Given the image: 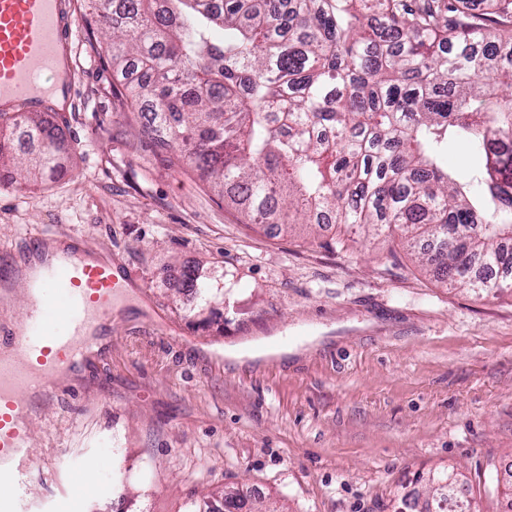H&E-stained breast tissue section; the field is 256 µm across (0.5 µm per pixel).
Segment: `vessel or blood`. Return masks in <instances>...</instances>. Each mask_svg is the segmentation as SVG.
Returning <instances> with one entry per match:
<instances>
[{
  "instance_id": "1",
  "label": "vessel or blood",
  "mask_w": 512,
  "mask_h": 512,
  "mask_svg": "<svg viewBox=\"0 0 512 512\" xmlns=\"http://www.w3.org/2000/svg\"><path fill=\"white\" fill-rule=\"evenodd\" d=\"M63 0H0V107L32 112L55 93L70 94L74 66L59 70L71 33L61 24ZM26 306L8 329L12 363L0 360V467L19 474L27 463L34 396L54 399L57 379L102 347L93 324L111 320L123 291L111 262L90 261L75 248L57 262L32 267Z\"/></svg>"
}]
</instances>
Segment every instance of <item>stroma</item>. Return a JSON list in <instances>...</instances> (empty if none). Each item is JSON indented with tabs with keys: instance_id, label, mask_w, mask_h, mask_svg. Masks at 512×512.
Listing matches in <instances>:
<instances>
[{
	"instance_id": "35a3bbf8",
	"label": "stroma",
	"mask_w": 512,
	"mask_h": 512,
	"mask_svg": "<svg viewBox=\"0 0 512 512\" xmlns=\"http://www.w3.org/2000/svg\"><path fill=\"white\" fill-rule=\"evenodd\" d=\"M85 5L66 11L75 99L48 115L65 120L66 171L0 188V264L49 229L136 283L104 351L38 403L26 483L0 486V512H185L226 490L270 512H398L448 466L477 512H512V294L451 288L396 240L244 223L116 110L125 77ZM188 265L224 291L205 310L172 283ZM314 334L285 360L224 357Z\"/></svg>"
}]
</instances>
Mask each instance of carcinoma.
Masks as SVG:
<instances>
[{
    "label": "carcinoma",
    "instance_id": "cac0c4a2",
    "mask_svg": "<svg viewBox=\"0 0 512 512\" xmlns=\"http://www.w3.org/2000/svg\"><path fill=\"white\" fill-rule=\"evenodd\" d=\"M121 110L177 148L253 224L311 226L327 213L400 238L438 280L512 291V0H90ZM0 168L26 188L60 175L63 128L0 113ZM483 158L441 167L448 144ZM182 287L211 302L197 268ZM455 470L428 475L414 512H444Z\"/></svg>",
    "mask_w": 512,
    "mask_h": 512
}]
</instances>
